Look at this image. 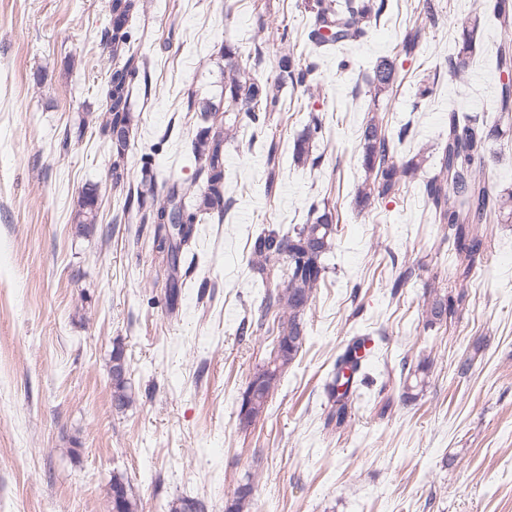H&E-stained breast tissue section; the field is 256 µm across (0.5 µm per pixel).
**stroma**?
I'll use <instances>...</instances> for the list:
<instances>
[{"label":"stroma","instance_id":"obj_1","mask_svg":"<svg viewBox=\"0 0 512 512\" xmlns=\"http://www.w3.org/2000/svg\"><path fill=\"white\" fill-rule=\"evenodd\" d=\"M433 2L435 25L424 0H393L367 38L318 58L317 95L287 85L269 119L241 117L224 157L232 205L201 224L199 264L180 266L186 287L172 310L152 226L116 218L127 189L112 184V146L99 131L110 0H0V512H110L116 471L142 512L178 498L224 512L249 471L252 512H512V224L493 225L463 309L428 328L422 294L448 287V243L418 180L371 208L355 205L366 175L352 146L371 108L363 65L399 51L408 28L421 39L382 106L389 134L410 129L398 155L439 142L450 110L494 121L499 29L486 22L456 82L448 59L472 0ZM313 21L304 0H147L129 22L148 60L131 97L132 178L145 165L161 185L191 177L187 154L205 122L187 103L223 102L225 44L260 52L253 74L272 81L279 52L289 42L304 52ZM314 112L328 144L312 167L294 162L293 142ZM483 167L494 191L512 188V128L489 142ZM88 188L98 224L81 237L72 224ZM325 198L340 232L306 315L309 340L266 412L241 428L240 395L273 342L271 323L258 321L250 238L266 224L305 223ZM396 259L413 267L397 290ZM205 279L215 288L203 296ZM245 321L252 332L242 336ZM356 335L370 343L368 382L338 431L324 425L322 385ZM116 345L134 393L122 412L112 407ZM422 356L432 361L428 384L403 403L402 365Z\"/></svg>","mask_w":512,"mask_h":512}]
</instances>
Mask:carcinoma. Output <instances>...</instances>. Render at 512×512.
Segmentation results:
<instances>
[{
  "label": "carcinoma",
  "instance_id": "carcinoma-1",
  "mask_svg": "<svg viewBox=\"0 0 512 512\" xmlns=\"http://www.w3.org/2000/svg\"><path fill=\"white\" fill-rule=\"evenodd\" d=\"M141 0H111L110 21L104 29L105 44L112 48V58L124 60L122 67L112 71L107 93L105 119L101 134L112 139L116 159L112 161V181L119 184L128 178L124 154L131 130V88L147 61L138 56L131 45L128 23L139 10ZM391 0H312L308 4L314 14V28L307 36L308 55L322 47L338 49L356 42L367 35L371 23L385 14ZM494 19L501 28H512V4L509 0H474V8L467 18L462 33L461 47L456 58L449 61V72L455 79L464 81L466 58L473 52L478 33L488 19ZM224 57L235 72L224 85L227 94L225 108L213 102L191 100L187 111L201 112L212 119L211 125L201 129L192 145L189 161L196 167V178L174 183L166 193H157L154 178L148 170L137 189V200L127 199L124 220L133 224H152L153 246L158 263L165 266L168 275L167 304L173 309L181 297L185 283L173 276L181 260L189 255L191 263L198 261L193 250L198 225L204 214L219 207L229 209L224 203L226 170L224 167V143L234 138L237 122L230 114L245 113L252 121L259 120V113L276 111L279 104L280 84L289 80L310 88L318 81L316 64L303 63L294 51L283 52L278 59L280 83L274 86L261 84L251 76L247 68L239 65V50L232 44L224 46ZM402 63L399 55L379 56L370 63L367 74L368 93L374 102L393 91ZM495 69L503 74L512 69V40H503L495 55ZM495 124L484 129L468 115L457 110L448 116V135L440 145L438 161L433 173L423 180V194L431 209L434 222L448 227V239L453 241L458 264L454 275L467 278L476 256L485 248L486 236L478 233L477 226L512 223V191L494 193L486 178L482 158L488 142L500 134L501 127H512V90L501 84ZM124 138L113 139L115 129ZM325 123L318 115L295 138L293 158L297 163L316 164L312 157L315 141L324 138ZM362 166L368 173L356 193L355 202L360 209L371 207L378 199L399 193L406 182L422 171L425 158L418 153L411 157H397L395 139L390 137L383 123L373 115L362 126L356 146ZM152 198L150 206L144 205V196ZM99 197L89 189L82 193L75 224L80 235L93 233L98 221ZM339 233L336 208L329 201L314 202L305 224H296L285 230L269 225L253 238L247 265L261 279L265 288L262 316L274 314L277 334L269 356L258 365L252 377L259 385L254 392L255 404L245 410L247 393L241 394L238 412L239 425L251 426L265 412L269 398L282 377L296 361L309 340L305 315L313 304L315 293L327 279ZM464 284L454 289L427 288L423 313L427 324L441 325L455 317L467 300ZM364 339L353 337L344 351L336 358L331 377L324 384L329 411L325 425L343 427L350 414L358 378L362 372L363 356L360 350ZM127 366L122 348L112 349V408L125 411L133 402L132 387L127 374L119 367ZM430 361L420 360L403 378L404 400L416 399L426 386ZM245 487H237L233 496L224 504V512H251L254 499L253 475L246 473ZM112 487L120 490L121 497L111 499L112 512H141L140 500L132 486L119 472L112 474Z\"/></svg>",
  "mask_w": 512,
  "mask_h": 512
}]
</instances>
